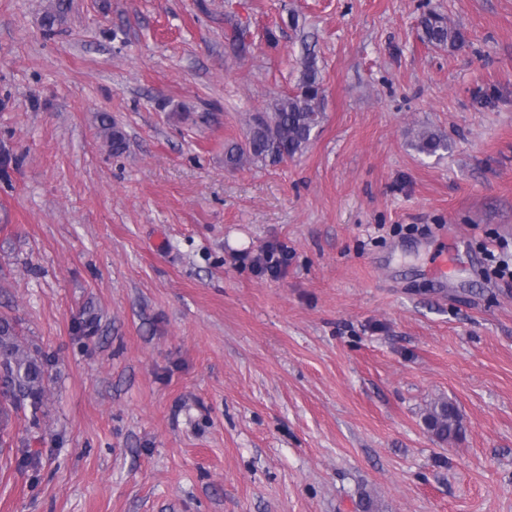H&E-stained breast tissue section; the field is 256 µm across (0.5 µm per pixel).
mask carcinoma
<instances>
[{
    "label": "carcinoma",
    "instance_id": "carcinoma-1",
    "mask_svg": "<svg viewBox=\"0 0 512 512\" xmlns=\"http://www.w3.org/2000/svg\"><path fill=\"white\" fill-rule=\"evenodd\" d=\"M63 0H58L55 10L45 13L42 19L43 34L49 38L63 18ZM420 25L425 40L433 45L462 51L468 41L460 29L452 26L448 18L429 9L421 16ZM227 46L236 53L246 50L243 33L236 27L224 34ZM324 86L318 61L307 54L300 77L293 91L271 99L264 111L247 121V130L242 142H234L224 149V168L236 170L247 165H276L303 152L312 140L324 118ZM102 128L107 134V143L114 154L125 151L127 141L108 117L102 119ZM411 146L419 153L433 156L449 148L448 139L427 128L414 130ZM15 324L0 319V378L4 379L3 393L9 396L10 404L17 408L29 403L32 414H37L42 405L45 380L46 356L28 354L16 340ZM425 426L437 439H458L463 431L457 407L448 400L434 402L424 417Z\"/></svg>",
    "mask_w": 512,
    "mask_h": 512
}]
</instances>
